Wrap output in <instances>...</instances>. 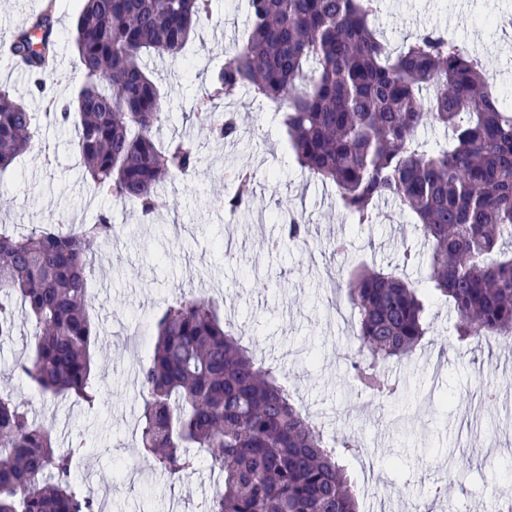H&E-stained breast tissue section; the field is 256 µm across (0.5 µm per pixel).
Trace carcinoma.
<instances>
[{"mask_svg":"<svg viewBox=\"0 0 512 512\" xmlns=\"http://www.w3.org/2000/svg\"><path fill=\"white\" fill-rule=\"evenodd\" d=\"M382 0H249L245 41L224 55L197 118L214 139L236 137L217 102L246 89L283 110L300 166L336 187L344 215L371 224L392 200L428 246V275L413 284L365 268L348 281L355 348L344 353L354 388L378 400L399 384L384 366L411 359L426 336L432 298L453 303L459 345L483 336L512 342V104L485 77L482 60L448 34L429 29L396 50L370 24ZM211 20L209 0H84L70 33L80 89L55 122L75 118L82 176L96 192L157 212L159 187L198 169L190 140L156 143L169 120L144 56L177 60ZM60 32L53 5L11 37L12 54L38 78L53 73ZM41 114L0 86V172L36 148ZM448 131L432 144L426 125ZM222 199L235 213L251 198L253 175L235 174ZM309 225L288 214L283 249L307 240ZM111 235L59 220L22 235L0 232V341L16 334L18 304L33 324L31 355L16 370L40 393L70 395L93 408L98 331L89 315L88 259ZM156 340L139 362L145 393L140 447L155 471L173 479L194 470L198 448L224 472V485L198 512H359L345 459L359 441H328L296 405L278 368L258 363L241 337L248 322L224 329L214 304L181 298L155 318ZM81 445L55 447L53 429L29 404L0 394V512H98L77 481Z\"/></svg>","mask_w":512,"mask_h":512,"instance_id":"cac0c4a2","label":"carcinoma"}]
</instances>
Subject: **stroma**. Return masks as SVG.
I'll return each mask as SVG.
<instances>
[{
	"label": "stroma",
	"instance_id": "35a3bbf8",
	"mask_svg": "<svg viewBox=\"0 0 512 512\" xmlns=\"http://www.w3.org/2000/svg\"><path fill=\"white\" fill-rule=\"evenodd\" d=\"M210 8L211 21L191 38L182 60L149 63L165 94L163 109L175 116L160 139L192 138L206 159L195 172L163 186L152 223L140 220L135 204L116 206L92 196L81 179L74 131L52 123L36 131L39 150L0 173L1 230L23 232L57 215L89 224L103 211L123 229L121 239L92 256L87 278L98 298L90 314L99 331L93 374L100 405L90 409L69 397H44L18 376L16 365L33 333L22 319L13 340L0 344V391L28 401L35 419L54 428L59 447L85 444L74 473L93 490L101 512H194L222 475L206 459L176 480L151 470L139 448L143 394L135 367L151 346L152 319L173 299L203 295L226 329L242 318L252 320L255 332L244 337V345L257 362L280 366L296 403L327 439L363 437V453L347 457V465L355 480H373L385 494L376 501L360 498L361 512H447L452 500L485 512L505 486L503 474L512 470V347L483 338L454 346L455 312L445 299H435L433 335L411 360L388 367L407 394L392 404L359 400L343 358L356 320L337 283L361 263L398 270L417 283L427 274V261L399 268L404 244L416 235L395 202L381 208L375 223H350L335 187L297 163L281 113L259 114L244 93L221 103L220 111L236 113L241 128L239 138L226 143L193 121L225 52L249 29L246 0H211ZM509 9L512 0H383L374 25L395 49L425 28L445 30L469 50L483 44L487 72L506 96L512 95V45L503 46L493 20ZM59 51L61 70L47 76V90H38L9 61L0 64V85L39 112L51 96L72 98L78 57L65 41ZM239 168L253 170L256 184L245 211L233 214L219 202ZM290 210L309 224L308 245L269 253L267 240L280 233ZM336 235L351 241L348 255L330 256ZM224 241L238 252L234 266L224 263ZM486 391L497 393L496 403L482 404ZM438 486L446 488V497L434 496Z\"/></svg>",
	"mask_w": 512,
	"mask_h": 512
}]
</instances>
